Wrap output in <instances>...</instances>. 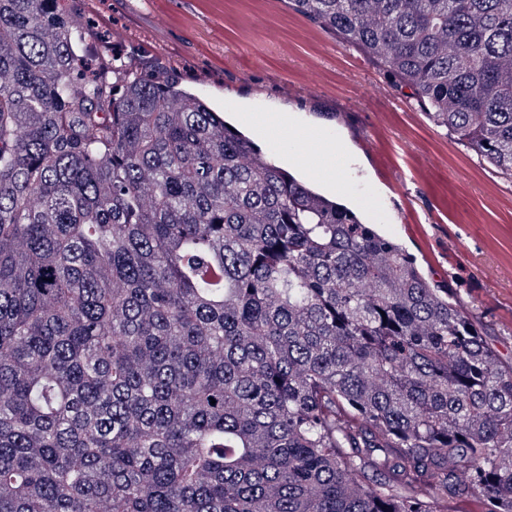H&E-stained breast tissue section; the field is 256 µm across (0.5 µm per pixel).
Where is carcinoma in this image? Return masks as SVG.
<instances>
[{
  "instance_id": "1",
  "label": "carcinoma",
  "mask_w": 512,
  "mask_h": 512,
  "mask_svg": "<svg viewBox=\"0 0 512 512\" xmlns=\"http://www.w3.org/2000/svg\"><path fill=\"white\" fill-rule=\"evenodd\" d=\"M289 2L512 177V0ZM86 36L0 0V512H512V363L454 290ZM444 512H484L482 497L473 491L462 495L448 497V503L443 505Z\"/></svg>"
}]
</instances>
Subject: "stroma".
<instances>
[{
  "mask_svg": "<svg viewBox=\"0 0 512 512\" xmlns=\"http://www.w3.org/2000/svg\"><path fill=\"white\" fill-rule=\"evenodd\" d=\"M136 71L171 68L183 88L253 137L300 181L296 139L257 136L289 114L348 145L340 200L413 255L428 282L456 289L482 335L512 362V178L436 126L411 90L286 0H64Z\"/></svg>",
  "mask_w": 512,
  "mask_h": 512,
  "instance_id": "1",
  "label": "stroma"
}]
</instances>
